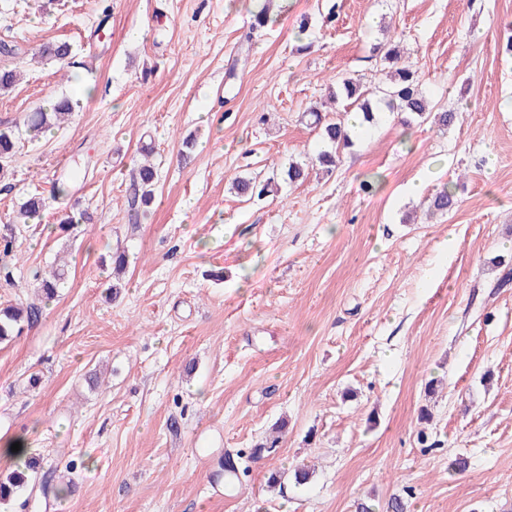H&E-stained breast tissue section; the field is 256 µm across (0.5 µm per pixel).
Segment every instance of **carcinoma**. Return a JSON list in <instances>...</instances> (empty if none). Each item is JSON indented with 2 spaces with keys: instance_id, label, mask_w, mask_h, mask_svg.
<instances>
[{
  "instance_id": "1",
  "label": "carcinoma",
  "mask_w": 512,
  "mask_h": 512,
  "mask_svg": "<svg viewBox=\"0 0 512 512\" xmlns=\"http://www.w3.org/2000/svg\"><path fill=\"white\" fill-rule=\"evenodd\" d=\"M374 51L380 54V61L389 65V71L385 74V83L376 90L369 91L362 88L357 80L344 78L336 89L333 100L345 99L351 101L357 111L362 113V123H372L379 114V105H385L389 110H397L413 115L416 118L433 122L442 128H448L454 124L458 113L453 110L430 112V102L425 94L417 71L410 66L400 63V55L393 48L384 49L383 46L374 47ZM42 56L64 61L70 54V47L65 42L51 43L40 49ZM75 105L68 98H61L54 102L49 109H42L30 117L31 129L42 133L50 129L55 122L63 120L74 112ZM315 123L323 125L322 136L328 142L339 146L352 144L348 128L336 123H322L319 112H313ZM15 141L12 136L0 131V168L6 166L15 153ZM156 171L152 166L141 163L135 169L132 182L129 187L130 220L138 219L139 211L149 206L154 198V183ZM234 189L242 196L262 195L267 193L271 181L262 183L253 178L238 179L233 183ZM457 204L455 193L447 186L442 187L428 199V207L433 212L446 213L452 211ZM44 201L38 196L27 199L17 211L15 222L28 223V220L40 216ZM38 314V308L33 304L7 305L0 307V343L9 341L20 335L26 324L32 322ZM32 463L27 462L24 467H18L6 476L0 475V503L6 504L24 495L32 482V476L28 474Z\"/></svg>"
}]
</instances>
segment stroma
Returning <instances> with one entry per match:
<instances>
[{
    "instance_id": "1",
    "label": "stroma",
    "mask_w": 512,
    "mask_h": 512,
    "mask_svg": "<svg viewBox=\"0 0 512 512\" xmlns=\"http://www.w3.org/2000/svg\"><path fill=\"white\" fill-rule=\"evenodd\" d=\"M507 19L512 0H0L16 51L0 66L23 72L0 93L16 141L0 172V226L15 230L0 304L39 308L0 344V442L22 438L65 489L0 512H386L395 495L408 512H512ZM384 24L459 121L387 115L332 173L289 181V160L327 148L309 109L337 77L380 85ZM58 42L68 59H34ZM63 96L69 120L32 134L26 115ZM145 145L155 200L132 224ZM254 175L277 191L239 198L232 179ZM417 177L424 194L403 193ZM447 183L456 208L426 218ZM34 194L40 217L14 224ZM69 210L89 213L83 231L58 229ZM116 250L129 267L112 295ZM62 259L45 300L39 278ZM228 453L245 468L229 491Z\"/></svg>"
}]
</instances>
